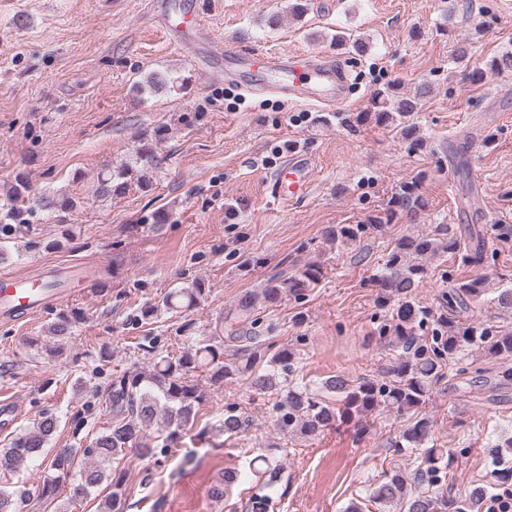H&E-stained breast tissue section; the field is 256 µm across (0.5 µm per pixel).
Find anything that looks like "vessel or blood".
I'll return each instance as SVG.
<instances>
[{
    "label": "vessel or blood",
    "mask_w": 512,
    "mask_h": 512,
    "mask_svg": "<svg viewBox=\"0 0 512 512\" xmlns=\"http://www.w3.org/2000/svg\"><path fill=\"white\" fill-rule=\"evenodd\" d=\"M174 32L181 45L195 47L205 41L196 7H189ZM245 70H262L281 74L277 94L293 103H336L344 101L345 73L333 60L314 55H268L242 51L235 56ZM309 173L307 159L299 153L291 155L283 174L290 194H300ZM48 299L38 282L27 276L0 275V317L37 312Z\"/></svg>",
    "instance_id": "obj_1"
}]
</instances>
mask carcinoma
I'll list each match as a JSON object with an SVG mask.
<instances>
[{
  "mask_svg": "<svg viewBox=\"0 0 512 512\" xmlns=\"http://www.w3.org/2000/svg\"><path fill=\"white\" fill-rule=\"evenodd\" d=\"M176 87V80L166 73L153 72L136 85V91L157 92ZM431 93V87L422 83L414 97H399L391 90H382L374 100V111L361 115V119L378 124L402 126L410 133L411 114L418 101ZM168 128L158 125L142 134L136 155L144 158L154 146L165 141ZM130 166L124 164L109 170L98 180L96 194L109 198L127 187ZM76 202L69 197L44 195L38 207L11 205L0 211V241L15 239L33 231L37 210H69ZM425 207L420 193V179L413 178L399 185L381 212L369 219V226L379 230L392 223L402 213H412ZM366 231L364 224H338L329 228L330 239L348 246L357 243ZM459 243L453 237L443 240L439 235L422 234L405 237L396 243L387 256L384 272L377 280L376 300L381 307L392 308L391 322L384 325L381 334L388 345L399 350L395 364L390 368L391 379L362 377L350 380L343 375L328 378L318 389L307 384L287 381L295 372V353L284 347L263 360L260 348L268 337L264 333L274 330L272 325L260 329L259 319L252 318L258 305L277 302L282 295L300 297L307 288L320 282L322 268L308 264L290 276H274L259 292L243 295L237 304L238 326L225 328V335L215 334L199 340L195 345L170 357L153 359L149 368L132 366L112 374L107 389V407L112 414L110 426L100 431L83 448H60L44 467L38 493L44 499L56 498L59 490L69 487V496L63 505L73 512L92 491L103 484L112 491L97 505V512H126L123 491L124 472L119 469L128 451L135 449L144 454L153 453L148 443L159 412L166 415L167 434L162 449L173 451L178 441L196 423L206 403V393L198 384V373L210 374L211 380L222 382L242 379L259 394L274 392L280 395L276 406V425L281 430L315 436L342 417L360 416L379 408H389L406 416L407 426L397 448H419L429 438L430 420L421 414L433 384L448 377L460 385L484 383L491 386L488 400L498 402L495 392L512 386V367L496 365V361L512 357V326H485L481 323H460L454 318L434 320L431 335L421 336L419 331L429 322L430 311L415 300V291L426 272L421 260L439 253H453ZM493 295L495 305L504 318L512 317V288H497L487 276H478L459 283L448 293V309H462L471 300L487 294ZM206 295L204 282L195 279L189 286L174 288L153 304L144 306L138 322L146 324L163 312L188 315ZM86 319L81 310L58 313L48 324L47 332L59 344L75 335ZM235 348L238 358L224 360V346ZM448 361V372H443V361ZM59 419L45 412L31 430L20 431L6 448H0V474L10 475L26 468L40 458L48 440L58 428ZM248 430V422L234 411L224 413L219 431L232 437ZM253 463L260 464L255 472L261 482L244 503V512H273L276 488L280 482L279 467L265 456H257ZM493 482L481 487L464 499L439 496L453 457L444 449L431 448L424 453L420 467L413 477L416 493L407 494L408 478L400 470L381 475L380 481L369 493V499L380 507L401 504L404 512H475L484 499L492 496L512 497V464L504 457L496 459ZM28 495L27 488L17 486L10 492H0V512H21Z\"/></svg>",
  "mask_w": 512,
  "mask_h": 512,
  "instance_id": "obj_1",
  "label": "carcinoma"
}]
</instances>
